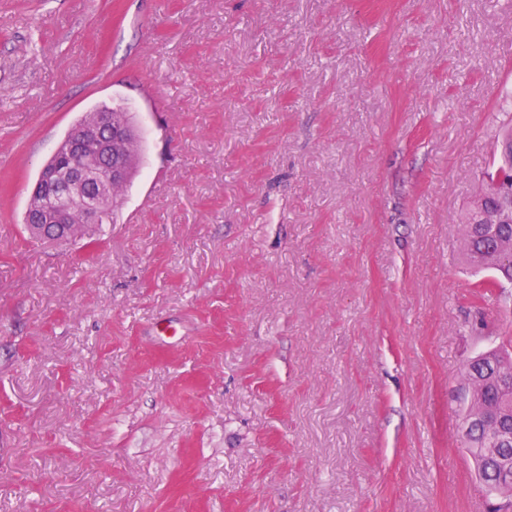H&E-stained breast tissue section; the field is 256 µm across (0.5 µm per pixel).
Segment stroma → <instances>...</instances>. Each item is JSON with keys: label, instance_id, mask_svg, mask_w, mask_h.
<instances>
[{"label": "stroma", "instance_id": "1", "mask_svg": "<svg viewBox=\"0 0 512 512\" xmlns=\"http://www.w3.org/2000/svg\"><path fill=\"white\" fill-rule=\"evenodd\" d=\"M115 227L24 215L101 105ZM512 111L507 0H0V512H487L466 365L512 283L461 217Z\"/></svg>", "mask_w": 512, "mask_h": 512}]
</instances>
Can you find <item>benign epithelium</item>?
I'll return each instance as SVG.
<instances>
[{"label": "benign epithelium", "instance_id": "7a95c632", "mask_svg": "<svg viewBox=\"0 0 512 512\" xmlns=\"http://www.w3.org/2000/svg\"><path fill=\"white\" fill-rule=\"evenodd\" d=\"M137 134L132 113L118 120L110 108L98 112L93 125L72 129L40 170L31 191L40 207L27 213V222L39 224L45 240L62 243L71 235L77 202L89 223L107 221L111 185L132 175L124 146Z\"/></svg>", "mask_w": 512, "mask_h": 512}]
</instances>
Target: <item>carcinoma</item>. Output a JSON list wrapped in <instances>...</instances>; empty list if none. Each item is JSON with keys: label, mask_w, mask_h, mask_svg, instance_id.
Segmentation results:
<instances>
[{"label": "carcinoma", "mask_w": 512, "mask_h": 512, "mask_svg": "<svg viewBox=\"0 0 512 512\" xmlns=\"http://www.w3.org/2000/svg\"><path fill=\"white\" fill-rule=\"evenodd\" d=\"M472 220L471 210H465L467 262L499 274L512 271L504 264L512 252H500V244L512 242V224L486 227ZM463 385L470 403L461 401L459 406L471 428L468 437H460V447L473 459L476 449H493L482 457L480 481L490 493L512 502V359L504 362L497 351L486 352L464 369Z\"/></svg>", "instance_id": "obj_1"}]
</instances>
